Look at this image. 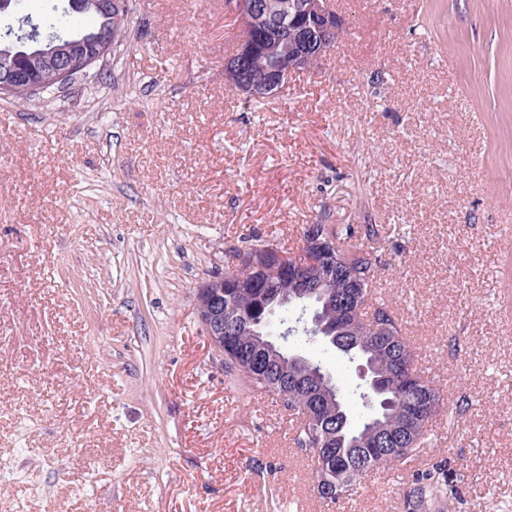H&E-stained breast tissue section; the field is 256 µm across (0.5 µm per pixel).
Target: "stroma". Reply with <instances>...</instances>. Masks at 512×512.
Listing matches in <instances>:
<instances>
[{
  "mask_svg": "<svg viewBox=\"0 0 512 512\" xmlns=\"http://www.w3.org/2000/svg\"><path fill=\"white\" fill-rule=\"evenodd\" d=\"M334 5L344 39L260 105L224 82L226 0H131L98 81L0 96V512H413L409 463L319 498L198 319L246 239L311 224L379 256L446 396L430 512H512V0Z\"/></svg>",
  "mask_w": 512,
  "mask_h": 512,
  "instance_id": "stroma-1",
  "label": "stroma"
}]
</instances>
